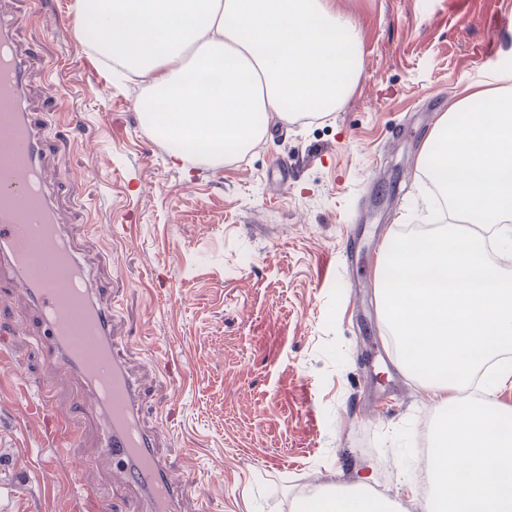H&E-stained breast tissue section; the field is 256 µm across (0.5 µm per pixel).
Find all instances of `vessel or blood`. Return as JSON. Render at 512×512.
<instances>
[{
    "label": "vessel or blood",
    "instance_id": "b4317fda",
    "mask_svg": "<svg viewBox=\"0 0 512 512\" xmlns=\"http://www.w3.org/2000/svg\"><path fill=\"white\" fill-rule=\"evenodd\" d=\"M18 23L0 10V272L25 289L52 368L68 371L98 411L103 452L114 477L137 491L136 512H180L188 488L141 425L139 381L110 339L113 312L97 303L99 288L73 243L76 230L66 226L54 205L56 189L42 175L50 128L26 104L29 68L15 42ZM37 387L31 409L54 428L52 387Z\"/></svg>",
    "mask_w": 512,
    "mask_h": 512
}]
</instances>
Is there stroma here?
<instances>
[{
  "instance_id": "obj_1",
  "label": "stroma",
  "mask_w": 512,
  "mask_h": 512,
  "mask_svg": "<svg viewBox=\"0 0 512 512\" xmlns=\"http://www.w3.org/2000/svg\"><path fill=\"white\" fill-rule=\"evenodd\" d=\"M75 0H6L30 61V107L53 128L42 174L113 306L112 340L140 378L145 429L192 485L182 512H292L367 478L421 512L416 448L431 409L398 357L375 288L385 240L436 208L415 167L465 87L512 60V0H332L363 68L330 112L271 121L220 166L172 165L144 128L140 80L77 41ZM289 167L287 191L267 175ZM0 332V512H133L95 421L31 336L11 282ZM47 380L80 429L55 446L29 411Z\"/></svg>"
}]
</instances>
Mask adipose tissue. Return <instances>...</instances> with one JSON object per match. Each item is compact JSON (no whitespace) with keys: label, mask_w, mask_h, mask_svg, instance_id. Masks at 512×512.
<instances>
[{"label":"adipose tissue","mask_w":512,"mask_h":512,"mask_svg":"<svg viewBox=\"0 0 512 512\" xmlns=\"http://www.w3.org/2000/svg\"><path fill=\"white\" fill-rule=\"evenodd\" d=\"M91 49L147 82L139 109L172 163L247 152L271 119L335 109L361 71L352 23L330 0H75ZM460 224L384 245L383 315L404 370L440 410L422 512H512L508 413L469 390L512 348V75L471 86L420 149ZM496 230L488 250L484 232ZM296 512H393L390 499L332 486Z\"/></svg>","instance_id":"obj_1"}]
</instances>
